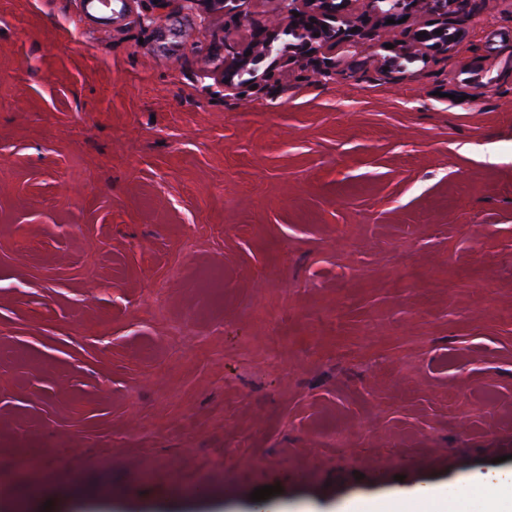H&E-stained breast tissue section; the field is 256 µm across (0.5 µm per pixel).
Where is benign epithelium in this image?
<instances>
[{
  "instance_id": "obj_1",
  "label": "benign epithelium",
  "mask_w": 512,
  "mask_h": 512,
  "mask_svg": "<svg viewBox=\"0 0 512 512\" xmlns=\"http://www.w3.org/2000/svg\"><path fill=\"white\" fill-rule=\"evenodd\" d=\"M281 18L275 25L286 24L288 32L296 39L289 47L288 53L278 56L276 65L287 68L302 65L310 69L311 77L318 79L336 74V61L323 55V51H331L338 46L362 48L365 41L380 39L381 44L391 43L393 55L384 59L387 65L392 64L399 56L423 55L433 51H447L451 48L454 36L449 33L455 25L457 14L465 0H364L368 6L367 13L361 17H353L345 13L347 0H279ZM414 11L432 16L430 29L426 35L418 37L421 29L406 30L400 20ZM299 16H294V13ZM395 23L388 24L386 20ZM275 34L267 26L255 29L251 44L236 56L237 70L224 72V91L238 95L251 91V87H259L274 77L268 70L257 74L247 69L252 55L271 56L276 53L274 46ZM248 70L250 78L239 82L234 76Z\"/></svg>"
}]
</instances>
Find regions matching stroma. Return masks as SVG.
<instances>
[{"label":"stroma","instance_id":"35a3bbf8","mask_svg":"<svg viewBox=\"0 0 512 512\" xmlns=\"http://www.w3.org/2000/svg\"><path fill=\"white\" fill-rule=\"evenodd\" d=\"M278 6L0 0V512L512 472V0L390 72L372 41L225 93Z\"/></svg>","mask_w":512,"mask_h":512}]
</instances>
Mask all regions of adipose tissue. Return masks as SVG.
Returning <instances> with one entry per match:
<instances>
[{"label":"adipose tissue","mask_w":512,"mask_h":512,"mask_svg":"<svg viewBox=\"0 0 512 512\" xmlns=\"http://www.w3.org/2000/svg\"><path fill=\"white\" fill-rule=\"evenodd\" d=\"M353 512H512V474L498 479L490 494L480 483L469 485L465 493L452 498L430 488L418 495L396 497L383 507L366 502Z\"/></svg>","instance_id":"obj_1"}]
</instances>
